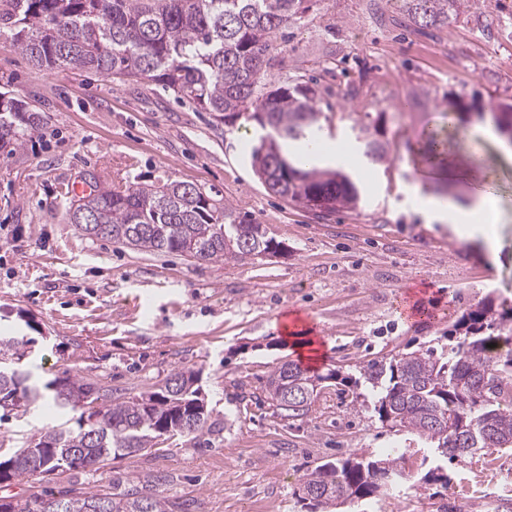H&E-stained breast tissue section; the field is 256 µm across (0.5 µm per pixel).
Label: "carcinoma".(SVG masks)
Segmentation results:
<instances>
[{
    "mask_svg": "<svg viewBox=\"0 0 512 512\" xmlns=\"http://www.w3.org/2000/svg\"><path fill=\"white\" fill-rule=\"evenodd\" d=\"M311 0H0V33L14 32L24 55L38 66L92 69L114 78L152 82L190 100L220 121L253 112L262 133L250 158L273 193L294 202H322L321 213L357 209L351 176L316 153L320 113L310 89H266L271 49L280 31L298 23ZM420 28L465 6L464 0H402ZM40 119L26 102L0 94V148L20 142ZM357 136L369 164L387 160L389 144ZM68 223L91 239H109L154 253L197 261L266 257L281 245L262 225L204 189L160 180L121 189H93L67 207ZM251 241L249 251L243 238ZM448 343L398 352L363 365L336 366L313 375L286 361L267 380L263 398L289 417L312 411L321 393L338 389L370 407L403 436L393 455L353 452L325 461L303 477L296 503L307 512H341L359 500H386L415 478L448 487L439 461L469 463L512 449V307L493 296L455 312ZM19 340L0 336V361L21 359ZM195 373L177 372L133 397L96 381L71 376L41 383L30 373L0 365V408L25 406L53 393L63 410L83 408L77 427H50L26 447L0 459V482L20 477L97 471L107 462L152 450L161 438L199 444L221 423L199 397ZM159 480H112L84 497L0 496V512H178Z\"/></svg>",
    "mask_w": 512,
    "mask_h": 512,
    "instance_id": "cac0c4a2",
    "label": "carcinoma"
}]
</instances>
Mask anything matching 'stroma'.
Returning a JSON list of instances; mask_svg holds the SVG:
<instances>
[{
    "label": "stroma",
    "instance_id": "obj_1",
    "mask_svg": "<svg viewBox=\"0 0 512 512\" xmlns=\"http://www.w3.org/2000/svg\"><path fill=\"white\" fill-rule=\"evenodd\" d=\"M272 54V85L304 76L324 134L346 153L360 154L362 124L388 142L386 162L349 170L356 211L321 219L271 193L250 163L259 128L250 114L224 123L152 83L36 67L11 31L0 33V92L42 116L22 146L0 149V334L28 339L21 364L45 381L69 374L133 396L194 371L214 418L229 422L205 444L168 439L97 471L13 481L0 496L78 497L117 478L161 475L164 495L186 512H301L295 494L316 462L380 455L401 439L333 392L298 418L238 399L237 383L261 392L275 367L294 360L285 316L323 332L326 368L425 348L447 328L445 317L403 319L402 298L450 311L488 295L512 306V157L501 137L469 141L445 114L459 104L470 125L476 113L512 105V0H477L427 29L385 0H313ZM434 124L447 129L449 197L492 182L496 257L419 211L431 179L412 149ZM91 177L105 188L169 179L219 193L284 251L198 262L87 238L65 208ZM78 416L49 402L0 409V453ZM448 475L446 488L395 490L394 512H508L494 494L512 475L511 450L488 468L449 465Z\"/></svg>",
    "mask_w": 512,
    "mask_h": 512
}]
</instances>
